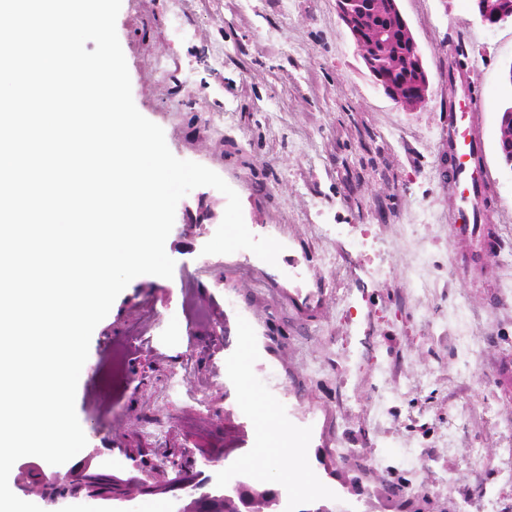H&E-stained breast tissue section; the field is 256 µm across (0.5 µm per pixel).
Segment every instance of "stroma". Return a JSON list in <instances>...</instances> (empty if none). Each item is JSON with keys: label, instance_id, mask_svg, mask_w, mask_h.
Returning a JSON list of instances; mask_svg holds the SVG:
<instances>
[{"label": "stroma", "instance_id": "stroma-1", "mask_svg": "<svg viewBox=\"0 0 512 512\" xmlns=\"http://www.w3.org/2000/svg\"><path fill=\"white\" fill-rule=\"evenodd\" d=\"M398 4L429 76L414 109L376 84L336 0H189L180 12L122 0L136 108L174 156L238 193L254 236L284 249L274 266L247 250L203 254L227 200L211 187L181 199L165 243L173 277L132 280L92 334L75 402L86 447L57 467L19 459L16 496L44 512H175L169 493L83 506L37 487L88 457L150 484L189 459L211 491L215 471L236 474L299 434L295 467L344 512H480L486 498L512 512L500 459L512 437V165L498 146L512 21L485 27L471 0ZM452 64L478 73L495 181L483 274L462 266L470 244L448 222ZM341 448L363 454L348 462Z\"/></svg>", "mask_w": 512, "mask_h": 512}]
</instances>
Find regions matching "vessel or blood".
<instances>
[{
  "label": "vessel or blood",
  "mask_w": 512,
  "mask_h": 512,
  "mask_svg": "<svg viewBox=\"0 0 512 512\" xmlns=\"http://www.w3.org/2000/svg\"><path fill=\"white\" fill-rule=\"evenodd\" d=\"M472 72L448 69V221L460 234L478 242L490 252L486 227L490 222V169L485 159V138L477 120L480 106L470 89Z\"/></svg>",
  "instance_id": "obj_1"
}]
</instances>
